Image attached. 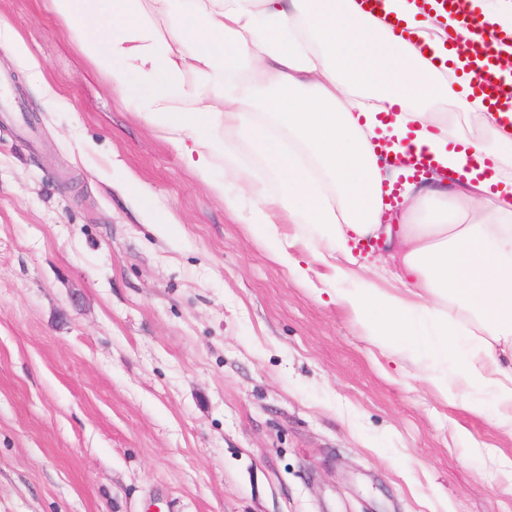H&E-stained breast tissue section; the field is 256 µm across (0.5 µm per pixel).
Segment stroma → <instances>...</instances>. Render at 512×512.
<instances>
[{"label": "stroma", "instance_id": "stroma-1", "mask_svg": "<svg viewBox=\"0 0 512 512\" xmlns=\"http://www.w3.org/2000/svg\"><path fill=\"white\" fill-rule=\"evenodd\" d=\"M0 512H512V437L271 261L44 0H0Z\"/></svg>", "mask_w": 512, "mask_h": 512}]
</instances>
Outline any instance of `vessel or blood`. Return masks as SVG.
Returning <instances> with one entry per match:
<instances>
[{
    "mask_svg": "<svg viewBox=\"0 0 512 512\" xmlns=\"http://www.w3.org/2000/svg\"><path fill=\"white\" fill-rule=\"evenodd\" d=\"M445 11L459 13V0H436ZM462 27L470 33L463 43V74L473 75L474 88L482 93L492 112H502L512 116V82L506 81L497 72L491 45H488L481 33V26L475 23L468 13H459Z\"/></svg>",
    "mask_w": 512,
    "mask_h": 512,
    "instance_id": "vessel-or-blood-1",
    "label": "vessel or blood"
}]
</instances>
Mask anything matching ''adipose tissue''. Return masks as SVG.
Returning <instances> with one entry per match:
<instances>
[{
	"mask_svg": "<svg viewBox=\"0 0 512 512\" xmlns=\"http://www.w3.org/2000/svg\"><path fill=\"white\" fill-rule=\"evenodd\" d=\"M113 91L161 130L225 209L249 205L273 259L295 261L277 227L298 224L335 280L359 278L351 239L384 238L396 270L343 295L379 348L433 322L455 372L450 403L512 434V121L453 67L456 16L423 0H47ZM498 57L512 56V0H469ZM436 170L383 190L401 160ZM223 178H216V168ZM456 308L458 318L448 315Z\"/></svg>",
	"mask_w": 512,
	"mask_h": 512,
	"instance_id": "obj_1",
	"label": "adipose tissue"
}]
</instances>
